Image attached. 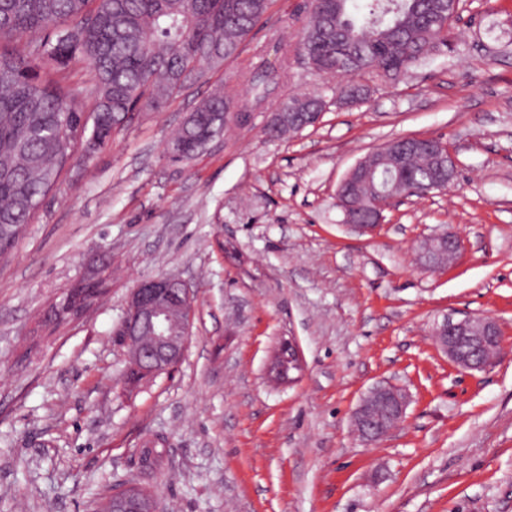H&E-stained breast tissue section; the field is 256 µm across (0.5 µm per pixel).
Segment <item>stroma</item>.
I'll return each instance as SVG.
<instances>
[{
    "instance_id": "stroma-1",
    "label": "stroma",
    "mask_w": 512,
    "mask_h": 512,
    "mask_svg": "<svg viewBox=\"0 0 512 512\" xmlns=\"http://www.w3.org/2000/svg\"><path fill=\"white\" fill-rule=\"evenodd\" d=\"M304 0H273L238 56L158 112L129 113L83 156L0 263V512H97L139 478L145 434L166 438L151 481L164 512H512V0H461L447 46L393 81L315 72L298 44ZM364 88L340 103L346 83ZM253 112L189 165L166 146L215 87ZM317 95L318 124L275 139L283 101ZM438 137L458 161L446 191L350 230L337 189L369 151ZM461 236L426 268L419 246ZM108 256L110 287L33 342L40 316ZM192 289V333L170 372L134 388L115 331L138 280ZM490 317L497 362L465 372L435 322ZM294 341L293 382L269 371ZM406 393L376 444L351 414L373 386ZM428 248L435 252L437 255L442 253L448 254V259L455 260L461 249V238L455 234H443L433 237L429 240Z\"/></svg>"
}]
</instances>
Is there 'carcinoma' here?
<instances>
[{
  "label": "carcinoma",
  "mask_w": 512,
  "mask_h": 512,
  "mask_svg": "<svg viewBox=\"0 0 512 512\" xmlns=\"http://www.w3.org/2000/svg\"><path fill=\"white\" fill-rule=\"evenodd\" d=\"M269 0H0V259L23 238L42 200L74 166L75 150L112 145L126 115L157 111L190 75L202 77L239 53ZM459 5L451 0H309L300 51L317 71L396 78L435 45L445 44ZM50 30L53 38L29 34ZM85 64L89 78L71 81ZM318 96L290 97L265 134L279 137L310 126ZM245 108L217 87L192 110L170 145L174 163H191ZM385 185L357 186L360 220L379 192L445 188L436 157L393 153ZM161 437L140 452L141 473L162 468Z\"/></svg>",
  "instance_id": "obj_1"
}]
</instances>
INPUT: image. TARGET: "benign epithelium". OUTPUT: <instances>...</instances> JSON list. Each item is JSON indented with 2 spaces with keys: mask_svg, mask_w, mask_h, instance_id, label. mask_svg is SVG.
Segmentation results:
<instances>
[{
  "mask_svg": "<svg viewBox=\"0 0 512 512\" xmlns=\"http://www.w3.org/2000/svg\"><path fill=\"white\" fill-rule=\"evenodd\" d=\"M339 203L350 227L362 234L376 230L383 220V211L392 201L378 204L373 219L363 224L356 219L357 202L353 193L338 195ZM429 245L436 254L457 258L461 238L443 234L432 238ZM87 306L83 295L66 291L65 300L55 305L58 316L75 318ZM193 318L191 288L178 278L160 275L140 280L131 296L120 322L121 342L126 349L127 365L141 381H149L178 364L185 352ZM500 335L497 322L489 317L466 316L446 318L432 330L433 341L458 367L467 371H482L491 361L484 354L486 347ZM288 370H300L301 354L290 342L281 345L274 356L273 369L281 373L282 363ZM407 407L405 395L392 385L373 387L360 401L352 420L361 440L375 442L390 434L403 419Z\"/></svg>",
  "mask_w": 512,
  "mask_h": 512,
  "instance_id": "1",
  "label": "benign epithelium"
}]
</instances>
